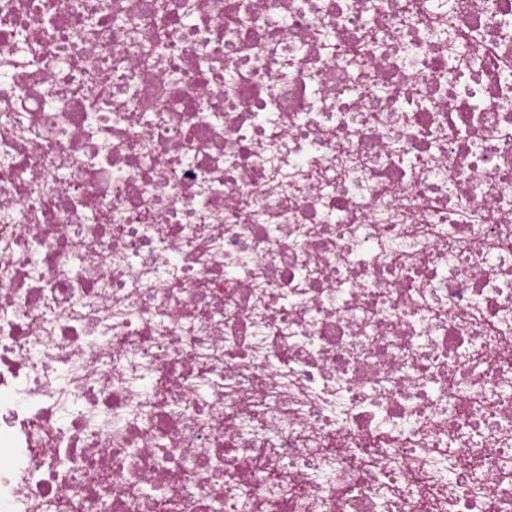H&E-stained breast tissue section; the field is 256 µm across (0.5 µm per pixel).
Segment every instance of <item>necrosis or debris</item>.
<instances>
[{
  "label": "necrosis or debris",
  "mask_w": 512,
  "mask_h": 512,
  "mask_svg": "<svg viewBox=\"0 0 512 512\" xmlns=\"http://www.w3.org/2000/svg\"><path fill=\"white\" fill-rule=\"evenodd\" d=\"M0 512H512V0H0Z\"/></svg>",
  "instance_id": "necrosis-or-debris-1"
}]
</instances>
